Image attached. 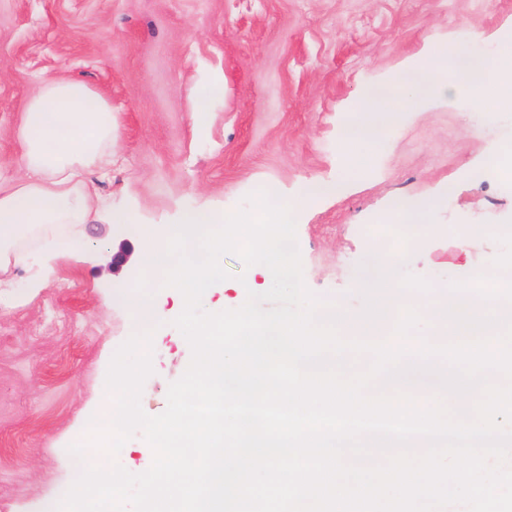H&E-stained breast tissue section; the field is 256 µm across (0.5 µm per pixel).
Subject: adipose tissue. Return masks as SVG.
Instances as JSON below:
<instances>
[{
	"instance_id": "obj_1",
	"label": "adipose tissue",
	"mask_w": 512,
	"mask_h": 512,
	"mask_svg": "<svg viewBox=\"0 0 512 512\" xmlns=\"http://www.w3.org/2000/svg\"><path fill=\"white\" fill-rule=\"evenodd\" d=\"M471 66L463 83L471 105L496 111L512 92V49L492 63L462 55L456 43L444 54L408 67L399 86L381 81L365 88L356 124L361 144L395 122L404 105L422 106L455 87V67ZM114 118L109 103L81 81L59 77L29 95L14 135L25 174L0 173V274L37 263L35 243L59 225L87 223L94 208L90 176L112 163Z\"/></svg>"
}]
</instances>
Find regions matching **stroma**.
I'll return each instance as SVG.
<instances>
[{
    "label": "stroma",
    "mask_w": 512,
    "mask_h": 512,
    "mask_svg": "<svg viewBox=\"0 0 512 512\" xmlns=\"http://www.w3.org/2000/svg\"><path fill=\"white\" fill-rule=\"evenodd\" d=\"M451 40L494 59L512 45V0H0V166L21 169L12 130L30 92L67 76L112 107V173L97 187L113 211L163 229L189 209L226 216L260 190L285 203L303 186L336 185L296 216L303 278L360 311L354 265L374 248L361 228L387 223L400 200L439 196L397 266L439 289L489 260L512 266V243L497 232L512 224V184L487 170L490 152L512 145V104L492 120L463 93L408 109L352 181L340 131L366 85L399 82ZM212 83L223 93L201 105ZM472 227L460 253L458 235ZM82 236L42 288H29L38 269L15 270L19 301L0 313V512H43L69 486V447L104 407L110 362L133 331L118 291L143 273L137 233L94 220ZM119 252L127 261L116 269ZM222 265L230 277L203 301L209 312L236 309L234 285L253 276L236 255ZM151 298L163 315L140 402L155 416L191 349L173 324L177 290Z\"/></svg>",
    "instance_id": "35a3bbf8"
}]
</instances>
